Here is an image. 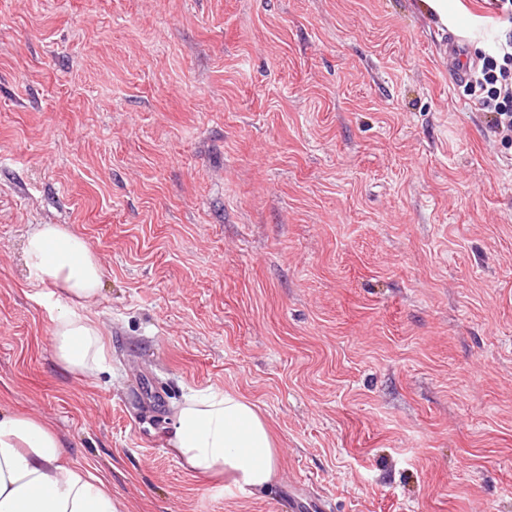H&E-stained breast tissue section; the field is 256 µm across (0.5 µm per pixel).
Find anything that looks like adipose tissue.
Masks as SVG:
<instances>
[{
	"instance_id": "ef3b65f1",
	"label": "adipose tissue",
	"mask_w": 512,
	"mask_h": 512,
	"mask_svg": "<svg viewBox=\"0 0 512 512\" xmlns=\"http://www.w3.org/2000/svg\"><path fill=\"white\" fill-rule=\"evenodd\" d=\"M37 282L57 288L64 306L53 320L57 361L91 375L107 361L99 324L86 312L103 270L88 242L59 224H35L23 246ZM171 448L186 469L227 475L241 493L266 490L277 450L256 407L230 392H195L175 414ZM105 478L67 457L42 419L0 410V512H121Z\"/></svg>"
}]
</instances>
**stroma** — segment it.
I'll return each instance as SVG.
<instances>
[{
    "label": "stroma",
    "mask_w": 512,
    "mask_h": 512,
    "mask_svg": "<svg viewBox=\"0 0 512 512\" xmlns=\"http://www.w3.org/2000/svg\"><path fill=\"white\" fill-rule=\"evenodd\" d=\"M422 0H0V409L124 512H512V139ZM35 224L103 268L108 360L51 343ZM254 404L245 496L170 448ZM171 449L192 473H224L241 493L266 490L277 450L256 407L230 392H193L178 408Z\"/></svg>",
    "instance_id": "obj_1"
}]
</instances>
